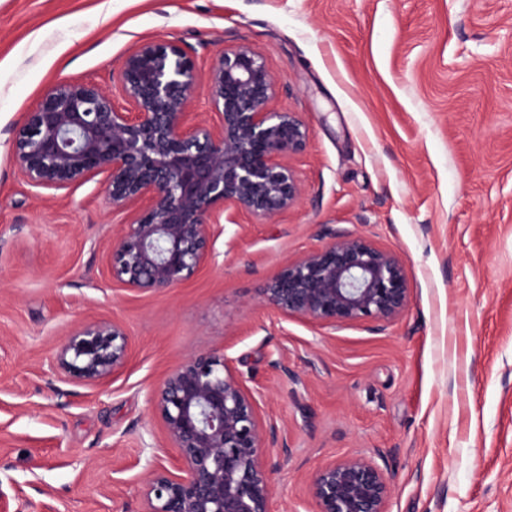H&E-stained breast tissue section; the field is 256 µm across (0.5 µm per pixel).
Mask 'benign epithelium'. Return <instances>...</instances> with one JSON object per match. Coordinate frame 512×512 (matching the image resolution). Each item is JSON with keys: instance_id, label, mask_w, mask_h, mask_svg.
<instances>
[{"instance_id": "benign-epithelium-1", "label": "benign epithelium", "mask_w": 512, "mask_h": 512, "mask_svg": "<svg viewBox=\"0 0 512 512\" xmlns=\"http://www.w3.org/2000/svg\"><path fill=\"white\" fill-rule=\"evenodd\" d=\"M195 57L177 42L148 41L123 61V105L88 82L55 85L26 113L13 138L25 183L61 190L96 176L110 206L128 213L107 256L112 280L133 290L172 288L212 259L214 226L247 214L270 223L294 208L303 188L290 159L311 131L295 113L274 111L277 80L259 54L221 51L205 93L213 124L189 118L199 86ZM409 303L393 253L351 233L287 260L263 289L284 319L336 327L388 323ZM129 356L121 325L94 322L57 353L55 373L84 385L118 375ZM177 465L144 476L143 512H272L266 450L288 447L276 422L223 353L194 352L150 397ZM315 512H388L391 484L371 459L322 463L309 477Z\"/></svg>"}]
</instances>
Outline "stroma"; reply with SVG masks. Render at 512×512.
<instances>
[{"label": "stroma", "instance_id": "obj_1", "mask_svg": "<svg viewBox=\"0 0 512 512\" xmlns=\"http://www.w3.org/2000/svg\"><path fill=\"white\" fill-rule=\"evenodd\" d=\"M148 40L203 72L249 45L311 139L295 208L218 225L211 261L135 291L108 270L127 216L100 181L32 188L11 142L56 84L119 92ZM336 232L400 259L402 314L334 329L260 306ZM96 321L124 329L123 371L61 380ZM195 351L226 353L282 430L272 512H315L309 475L353 456L388 473V512H512V0H0V512H141L147 462L176 455L149 399Z\"/></svg>", "mask_w": 512, "mask_h": 512}]
</instances>
